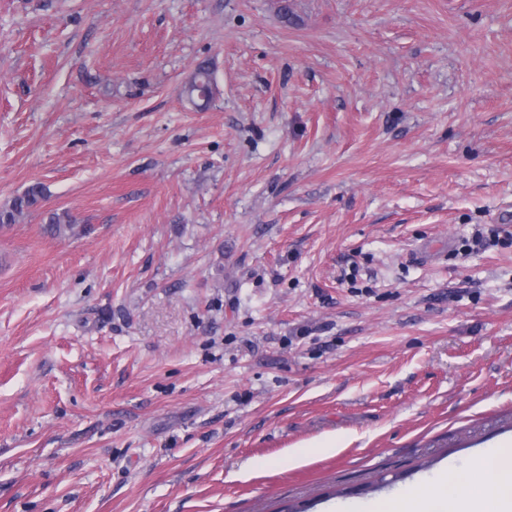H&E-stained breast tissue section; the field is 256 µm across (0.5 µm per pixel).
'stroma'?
Listing matches in <instances>:
<instances>
[{
    "label": "stroma",
    "instance_id": "stroma-1",
    "mask_svg": "<svg viewBox=\"0 0 512 512\" xmlns=\"http://www.w3.org/2000/svg\"><path fill=\"white\" fill-rule=\"evenodd\" d=\"M281 1L0 0V207L48 190L0 512H331L512 439V0ZM213 81L212 71L208 62H202L196 69L191 82L184 87L182 94H185L192 102L194 97L202 100L203 103L197 106H205L212 99Z\"/></svg>",
    "mask_w": 512,
    "mask_h": 512
}]
</instances>
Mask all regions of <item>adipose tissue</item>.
Returning <instances> with one entry per match:
<instances>
[{"label": "adipose tissue", "instance_id": "adipose-tissue-1", "mask_svg": "<svg viewBox=\"0 0 512 512\" xmlns=\"http://www.w3.org/2000/svg\"><path fill=\"white\" fill-rule=\"evenodd\" d=\"M489 463L494 477H486L483 468L468 472L450 468L435 480V493L415 499L386 495L367 503H341L336 512H512V442L490 449ZM466 482L470 493L459 498L455 488Z\"/></svg>", "mask_w": 512, "mask_h": 512}]
</instances>
